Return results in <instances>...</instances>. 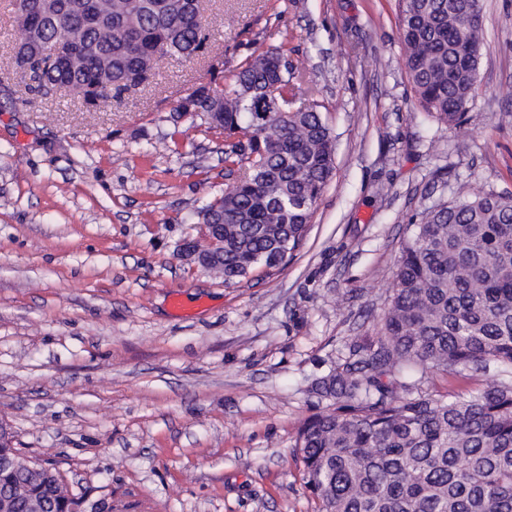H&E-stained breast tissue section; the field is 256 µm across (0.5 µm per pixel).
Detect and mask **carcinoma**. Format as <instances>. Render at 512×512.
<instances>
[{
	"instance_id": "obj_1",
	"label": "carcinoma",
	"mask_w": 512,
	"mask_h": 512,
	"mask_svg": "<svg viewBox=\"0 0 512 512\" xmlns=\"http://www.w3.org/2000/svg\"><path fill=\"white\" fill-rule=\"evenodd\" d=\"M56 2L25 41L37 52L75 17L86 54L72 70L38 59L37 92L64 80L99 85L105 71L118 94L149 80L146 57H196L209 26L183 0ZM398 25L420 105L459 127L477 89L480 0H399ZM294 79L273 48L179 107L227 140L250 141L246 158L224 152L242 176L198 213L224 224L214 271L226 285L297 250L334 175L332 130ZM434 372L482 381L436 395L423 388ZM315 389L327 405L301 427L297 450L320 512H512V195L463 191L425 212L401 246L378 335L352 337ZM33 499L43 512L85 507L53 467L25 483L17 512Z\"/></svg>"
}]
</instances>
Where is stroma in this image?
Instances as JSON below:
<instances>
[{"instance_id": "obj_1", "label": "stroma", "mask_w": 512, "mask_h": 512, "mask_svg": "<svg viewBox=\"0 0 512 512\" xmlns=\"http://www.w3.org/2000/svg\"><path fill=\"white\" fill-rule=\"evenodd\" d=\"M460 128L420 106L398 0H202L222 53L164 59L90 106L30 92L0 0V420L112 512H317L296 440L311 392L373 336L402 243L459 184L512 194V0H481ZM281 48L325 108L336 173L298 250L225 286L187 260L234 182L224 136L177 107Z\"/></svg>"}]
</instances>
